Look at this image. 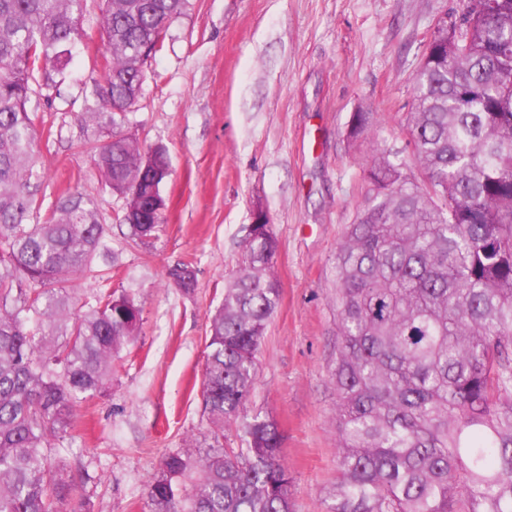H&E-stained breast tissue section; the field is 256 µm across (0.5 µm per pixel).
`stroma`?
<instances>
[{
	"label": "stroma",
	"instance_id": "35a3bbf8",
	"mask_svg": "<svg viewBox=\"0 0 512 512\" xmlns=\"http://www.w3.org/2000/svg\"><path fill=\"white\" fill-rule=\"evenodd\" d=\"M101 0H87L86 50L42 104L35 147L43 211L66 188L95 199L117 254L112 289L134 293L143 324L113 361L112 386L75 410L58 449L89 478L59 503L77 512H147L162 458L204 448L208 315L224 300L245 229L265 212L279 248L281 297L256 355L249 414L273 418L291 477L292 512H326L336 484V253L366 200L375 148L410 154L414 77L434 25L462 0H190L146 63L129 130L165 149L164 222L131 239L123 202L97 175L109 131L82 121L105 52ZM371 121L351 136L355 113ZM191 263L197 285L169 271Z\"/></svg>",
	"mask_w": 512,
	"mask_h": 512
}]
</instances>
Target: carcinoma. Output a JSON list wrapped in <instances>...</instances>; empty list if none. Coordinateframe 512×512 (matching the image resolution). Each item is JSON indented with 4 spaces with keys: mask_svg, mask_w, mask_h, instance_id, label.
<instances>
[{
    "mask_svg": "<svg viewBox=\"0 0 512 512\" xmlns=\"http://www.w3.org/2000/svg\"><path fill=\"white\" fill-rule=\"evenodd\" d=\"M189 0H104L108 46L98 99L101 181L138 182L146 239L170 174L145 172L124 132L153 44ZM86 0H0V512H55L82 487L51 449L74 438V409L112 385V360L142 323L135 296H75L105 280L111 251L94 202L65 191L41 216L34 146L41 100L85 36ZM452 34L428 43L415 75L412 159L375 151L366 204L336 253L339 477L327 512H512V0H463ZM224 301L209 317L202 389L212 443L172 452L147 485L149 512H291V477L272 419L248 415L255 361L280 298L271 224H251ZM194 289L191 263L170 271ZM234 425L242 445L226 448Z\"/></svg>",
    "mask_w": 512,
    "mask_h": 512,
    "instance_id": "carcinoma-1",
    "label": "carcinoma"
}]
</instances>
